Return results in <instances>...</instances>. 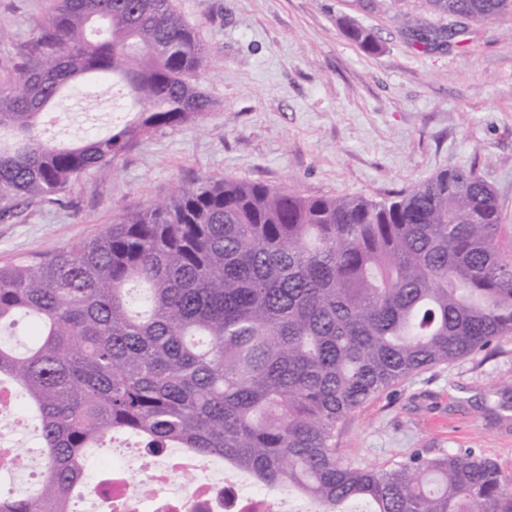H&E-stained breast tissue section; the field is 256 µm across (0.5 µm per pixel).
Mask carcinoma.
I'll use <instances>...</instances> for the list:
<instances>
[{"label": "carcinoma", "instance_id": "carcinoma-1", "mask_svg": "<svg viewBox=\"0 0 512 512\" xmlns=\"http://www.w3.org/2000/svg\"><path fill=\"white\" fill-rule=\"evenodd\" d=\"M427 2L477 22L512 13V0ZM350 37L375 50L367 30ZM207 66L173 0H51L0 82V221L198 119ZM118 84L127 119L69 143L39 135L62 93ZM511 234L474 168L379 202L206 177L91 240L0 266V329L20 313L35 323L22 351L0 337V382L11 409L37 413L45 462L39 488L0 495V512H70L85 450L109 433L143 440L145 470L169 448L220 457L309 512H512V474L475 448L370 469L336 454L357 408L512 335Z\"/></svg>", "mask_w": 512, "mask_h": 512}]
</instances>
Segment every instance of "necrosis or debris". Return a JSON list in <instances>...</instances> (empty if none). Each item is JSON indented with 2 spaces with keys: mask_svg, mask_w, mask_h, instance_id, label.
<instances>
[{
  "mask_svg": "<svg viewBox=\"0 0 512 512\" xmlns=\"http://www.w3.org/2000/svg\"><path fill=\"white\" fill-rule=\"evenodd\" d=\"M185 464L171 458L156 464L147 473L126 463L112 470V502L124 512H283L277 501L265 494L247 492L233 474L209 477V465L197 461L193 470L198 478L184 485Z\"/></svg>",
  "mask_w": 512,
  "mask_h": 512,
  "instance_id": "necrosis-or-debris-1",
  "label": "necrosis or debris"
}]
</instances>
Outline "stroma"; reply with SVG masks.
I'll use <instances>...</instances> for the list:
<instances>
[{
    "label": "stroma",
    "mask_w": 512,
    "mask_h": 512,
    "mask_svg": "<svg viewBox=\"0 0 512 512\" xmlns=\"http://www.w3.org/2000/svg\"><path fill=\"white\" fill-rule=\"evenodd\" d=\"M199 31L209 66L200 83L211 100L197 121L161 129L88 174L62 201L29 207L0 223V265L96 237L124 209L167 198L174 184L229 175L308 197L405 192L438 171L473 168L494 189L512 225V15L458 21L444 46L413 42L410 26L439 25L425 0L389 11L360 0H174ZM50 0H0V80L17 61ZM369 30L375 52L347 34ZM111 97L95 121L68 98L56 107L50 141L105 129ZM138 437H105L86 471L125 461ZM476 448L512 471V336L491 355L424 370L363 404L336 429L351 467L380 468L414 451Z\"/></svg>",
    "instance_id": "obj_1"
}]
</instances>
